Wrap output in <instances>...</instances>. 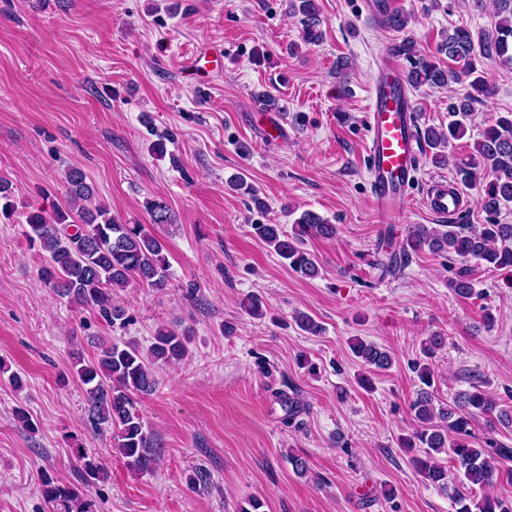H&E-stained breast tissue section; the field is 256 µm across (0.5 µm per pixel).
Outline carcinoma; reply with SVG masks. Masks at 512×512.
Wrapping results in <instances>:
<instances>
[{"mask_svg": "<svg viewBox=\"0 0 512 512\" xmlns=\"http://www.w3.org/2000/svg\"><path fill=\"white\" fill-rule=\"evenodd\" d=\"M493 5L497 21L479 39H474L463 26L442 36L438 52L461 65V70L442 68L432 60L420 58L408 71V82L415 86L441 88L459 82L464 75L472 77L471 92L448 100V128L428 127L423 131L438 164L447 161L445 148L450 140L466 133L472 103L492 93L491 86L479 74L484 60L495 59L512 66V0H493ZM297 10L302 15L304 42H319L320 19L315 0H301ZM475 148L472 161L455 166L456 175L462 184L480 187L481 208L495 218L512 207V113H503L485 127ZM64 183L66 205L23 212L29 245L42 254L40 278L57 295L78 307L94 310L113 326L126 319L123 307L112 301L114 291L132 283L157 290L168 287L170 265L165 245L145 225L127 224L113 217L109 207L97 200L94 185L81 169H68ZM230 184L247 194L257 209L265 208V202L243 177L231 178ZM145 209L152 224L175 221L171 207L161 198L146 200ZM17 211L11 187L1 179L0 215L9 219ZM252 229L291 270L305 278L319 275L314 256L305 248L306 240L333 239L337 233L336 225L312 211L301 214L290 235L279 224H254ZM424 250L446 254L456 262L450 287L457 295L467 297L473 292L471 261L512 270V224H417L406 235L394 263L400 265L411 254ZM187 340L188 331L160 326L145 352L136 343L125 342L121 346H105L91 359L77 356L71 362L70 374L87 395L89 424L97 430H114L116 451L127 468L136 473L153 470L161 459L160 448L137 410V399L155 391V365L185 357ZM351 350L372 370L386 371L392 365L390 353L377 344L357 339ZM415 371L421 384L411 405L417 427L402 439V447L421 449L423 456L412 459L416 471L445 492L449 483L458 481L451 494L455 512H512V501L490 493L501 481L512 482V468L504 466L512 450L501 447L491 437L482 441L474 432L478 415L489 417L495 413L498 420L505 419L510 425L512 415L497 410V402L478 389L460 392L452 402L436 405L428 391L434 383V370L428 364H419ZM72 452L81 463L80 485L41 479L40 493L51 512H93L87 488L108 478L102 464L81 444H74ZM442 454L455 468L452 477L439 460ZM478 490L482 491L479 497Z\"/></svg>", "mask_w": 512, "mask_h": 512, "instance_id": "carcinoma-1", "label": "carcinoma"}]
</instances>
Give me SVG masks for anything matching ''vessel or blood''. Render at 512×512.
I'll list each match as a JSON object with an SVG mask.
<instances>
[{
  "mask_svg": "<svg viewBox=\"0 0 512 512\" xmlns=\"http://www.w3.org/2000/svg\"><path fill=\"white\" fill-rule=\"evenodd\" d=\"M361 16L390 27L402 11V0H358ZM365 166L372 205L382 230L397 224L408 208L418 179V159L424 150L413 95L402 65L383 55L369 88L365 114ZM467 200L464 190L444 178L430 181L423 202L439 218L457 214Z\"/></svg>",
  "mask_w": 512,
  "mask_h": 512,
  "instance_id": "vessel-or-blood-1",
  "label": "vessel or blood"
}]
</instances>
